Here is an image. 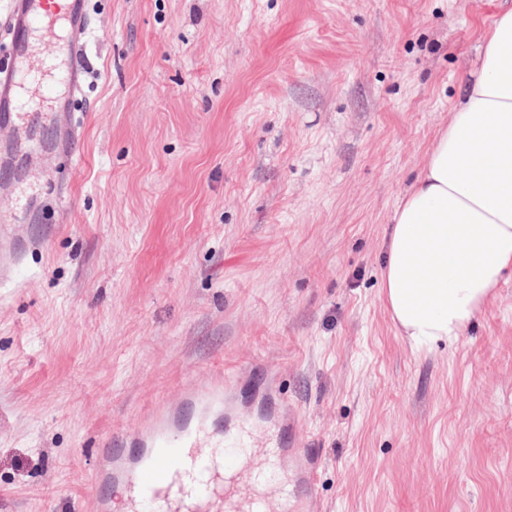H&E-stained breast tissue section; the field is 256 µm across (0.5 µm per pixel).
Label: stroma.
I'll return each mask as SVG.
<instances>
[{
	"mask_svg": "<svg viewBox=\"0 0 512 512\" xmlns=\"http://www.w3.org/2000/svg\"><path fill=\"white\" fill-rule=\"evenodd\" d=\"M512 0H87L68 205L0 223V512H93L101 434L237 378L252 458L318 452L270 512H512V276L414 349L382 286L395 207Z\"/></svg>",
	"mask_w": 512,
	"mask_h": 512,
	"instance_id": "1",
	"label": "stroma"
}]
</instances>
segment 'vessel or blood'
<instances>
[{
	"instance_id": "vessel-or-blood-1",
	"label": "vessel or blood",
	"mask_w": 512,
	"mask_h": 512,
	"mask_svg": "<svg viewBox=\"0 0 512 512\" xmlns=\"http://www.w3.org/2000/svg\"><path fill=\"white\" fill-rule=\"evenodd\" d=\"M90 29L85 0H10L6 33L14 66L0 71V135L22 142L40 140L53 156L76 158L78 136L38 139L40 128L54 124L50 108L60 95L77 97L87 74L84 37ZM53 38L56 50L43 70L29 67L37 35ZM239 407L222 375L187 383L179 400L155 406L124 433L120 442L105 438L99 485H125L137 505L154 512H206L224 494V473L236 466L233 449L248 445L237 425ZM229 453L218 456L217 451Z\"/></svg>"
}]
</instances>
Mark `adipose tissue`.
Masks as SVG:
<instances>
[{"instance_id":"adipose-tissue-1","label":"adipose tissue","mask_w":512,"mask_h":512,"mask_svg":"<svg viewBox=\"0 0 512 512\" xmlns=\"http://www.w3.org/2000/svg\"><path fill=\"white\" fill-rule=\"evenodd\" d=\"M512 275V8L483 33L478 66L389 229L387 307L414 346L458 339Z\"/></svg>"}]
</instances>
